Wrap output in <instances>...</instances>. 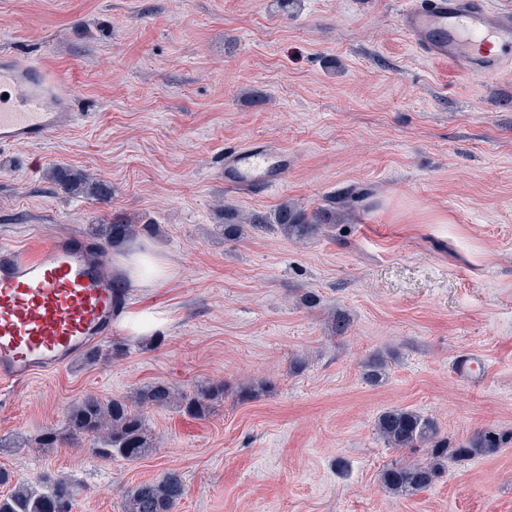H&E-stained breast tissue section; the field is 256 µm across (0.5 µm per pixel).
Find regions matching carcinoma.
Listing matches in <instances>:
<instances>
[{
  "instance_id": "obj_1",
  "label": "carcinoma",
  "mask_w": 512,
  "mask_h": 512,
  "mask_svg": "<svg viewBox=\"0 0 512 512\" xmlns=\"http://www.w3.org/2000/svg\"><path fill=\"white\" fill-rule=\"evenodd\" d=\"M56 185L66 194L81 191L93 197L108 199L112 188L70 168L57 169ZM247 223L255 228L274 224L291 239H306L317 235L321 219L316 213L284 202L268 216L252 215ZM97 236L106 242L122 243L138 233V225L121 218L110 224L95 225ZM224 401V383L209 382L187 394L164 384L151 385L134 392L128 399L103 400L94 394L83 396L68 411L67 431L77 439L89 435L100 444L97 454L103 459L122 458L136 461L154 448L152 433L143 410L150 406L174 405L192 418H204ZM376 430L391 448L421 449L422 460H394L381 473L384 489L395 496H412L429 488L441 477L450 461H465L477 456H489L503 450L506 437L487 429L476 437L454 445L440 436L437 421L407 408H391L379 414ZM0 486L7 492L0 495V512H65V501L73 495L71 485L64 479L48 480L33 485L15 478L0 468ZM186 484L183 475L171 470L157 479L141 482L121 491L123 512H173L184 497Z\"/></svg>"
}]
</instances>
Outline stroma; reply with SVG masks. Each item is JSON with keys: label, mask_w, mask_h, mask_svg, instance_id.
Here are the masks:
<instances>
[{"label": "stroma", "mask_w": 512, "mask_h": 512, "mask_svg": "<svg viewBox=\"0 0 512 512\" xmlns=\"http://www.w3.org/2000/svg\"><path fill=\"white\" fill-rule=\"evenodd\" d=\"M2 53L61 70L87 118L0 148V243L121 214L148 230L105 244L113 262L174 273L129 285L120 355L0 390V468L68 480L71 512H121L118 489L172 469L187 487L174 512H512V442L395 497L380 474L397 452L375 430L398 407L453 443L512 432V75L417 57L398 0H0ZM255 140L291 164L243 196L224 151ZM59 167L109 184L111 202L56 189ZM285 201L323 211L321 232L225 240V208ZM466 354L482 380L453 373ZM209 381L226 388L209 417L149 409L156 449L140 460L63 437L85 394ZM48 432L57 447H39ZM150 267L147 268L145 265ZM126 278L132 282L143 281L144 283L153 280L161 281L167 278L170 271L164 263L156 261L155 263L147 262L143 256L133 255L123 260V268Z\"/></svg>", "instance_id": "1"}]
</instances>
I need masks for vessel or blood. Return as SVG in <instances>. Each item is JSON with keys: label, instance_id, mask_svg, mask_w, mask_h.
Here are the masks:
<instances>
[{"label": "vessel or blood", "instance_id": "vessel-or-blood-1", "mask_svg": "<svg viewBox=\"0 0 512 512\" xmlns=\"http://www.w3.org/2000/svg\"><path fill=\"white\" fill-rule=\"evenodd\" d=\"M400 28L419 56L461 73L497 77L512 65V11L484 0H405ZM61 79L46 64L0 56V148L41 144L83 120L57 95ZM287 170L285 152L257 141L224 152V183L243 195L277 187ZM124 295L103 248L86 236H55L35 249L0 245V388L61 371L115 336Z\"/></svg>", "mask_w": 512, "mask_h": 512}]
</instances>
